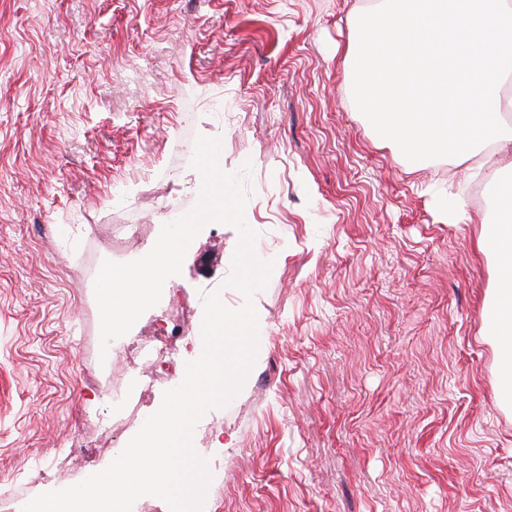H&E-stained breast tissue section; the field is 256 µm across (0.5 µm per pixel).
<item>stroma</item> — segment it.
<instances>
[{"instance_id":"35a3bbf8","label":"stroma","mask_w":512,"mask_h":512,"mask_svg":"<svg viewBox=\"0 0 512 512\" xmlns=\"http://www.w3.org/2000/svg\"><path fill=\"white\" fill-rule=\"evenodd\" d=\"M377 0H0V512L105 469L174 388L238 233L207 225L159 303L100 348L94 283L197 202L185 147L252 169L247 224L272 262L241 390L193 434L203 512H512L494 188L423 194L344 60ZM180 338L167 350L171 328ZM134 359H126L128 347ZM479 247L484 252H498L500 256L512 251V224L484 223Z\"/></svg>"}]
</instances>
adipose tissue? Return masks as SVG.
I'll use <instances>...</instances> for the list:
<instances>
[{
  "label": "adipose tissue",
  "mask_w": 512,
  "mask_h": 512,
  "mask_svg": "<svg viewBox=\"0 0 512 512\" xmlns=\"http://www.w3.org/2000/svg\"><path fill=\"white\" fill-rule=\"evenodd\" d=\"M347 56L372 123L410 159L446 152L467 176L512 175V0H378ZM490 145L497 166L475 164Z\"/></svg>",
  "instance_id": "obj_1"
}]
</instances>
